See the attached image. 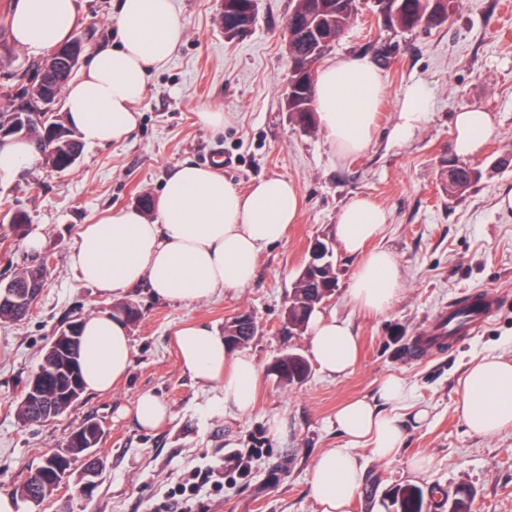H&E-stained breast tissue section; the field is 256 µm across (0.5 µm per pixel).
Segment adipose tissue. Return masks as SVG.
Listing matches in <instances>:
<instances>
[{
	"label": "adipose tissue",
	"instance_id": "1",
	"mask_svg": "<svg viewBox=\"0 0 512 512\" xmlns=\"http://www.w3.org/2000/svg\"><path fill=\"white\" fill-rule=\"evenodd\" d=\"M120 44L97 51L87 68L65 89L68 125L88 145L118 143L138 125L136 109L150 71L170 62L186 36L173 0H122ZM77 26L76 0H19L12 21L16 44L31 53L60 46ZM382 71L368 58L327 65L316 88L317 121L339 158L368 146L384 92ZM429 101L423 86H408L390 138L403 141L421 127ZM453 150L475 156L490 137L489 112L469 108L456 114ZM299 193L283 178L261 179L240 191L217 168L183 165L165 181L152 212L130 206L105 212L81 225L69 255L75 281L97 288L104 298L148 283L166 301L201 302L224 291L247 287L262 249L277 242L299 215ZM386 211L366 197L352 198L339 212L336 235L362 260L349 290L361 309L382 314L401 291L394 255L368 244L384 236ZM81 352L86 390L105 391L126 376L132 361L127 325L103 311L83 320ZM185 374L212 387L214 405L250 413L260 374L254 358L233 351L221 332L203 324L178 329L173 337ZM309 352L320 372L344 375L355 364L357 339L347 320L319 313L309 321ZM465 425L483 435L512 428V362L486 355L470 362L457 381ZM409 396L406 382L387 376L377 399H355L335 415L347 440L316 459L309 493L321 512H347L360 489L364 470L352 450L369 449L379 460L393 459L405 438L397 413Z\"/></svg>",
	"mask_w": 512,
	"mask_h": 512
}]
</instances>
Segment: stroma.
<instances>
[{"mask_svg":"<svg viewBox=\"0 0 512 512\" xmlns=\"http://www.w3.org/2000/svg\"><path fill=\"white\" fill-rule=\"evenodd\" d=\"M221 0H175L187 35L166 68L154 72L138 104L131 138L84 146L76 165L58 173L38 163L0 184V284L36 258H46L45 285L29 318L0 321V494L14 493L31 469L84 420L98 421L104 436L95 456L98 483L84 496L78 476L54 491L35 512H153L164 493L193 470L227 458L252 456L248 477H226L220 494L205 496L204 512H320L308 479L317 456L345 447L334 425L337 408L354 398H374L390 374L404 378L411 404L426 409L417 423L405 418L406 437L394 459L367 449L355 454L364 468L369 498L355 497L348 512H405L414 499L433 512L432 487L467 489L473 512H512V429L492 436L471 432L458 410L457 380L471 359L496 354L512 361V213L499 211L497 195L512 189V0H456L442 24L404 31L384 24L374 0H363L355 24L324 64L374 57L389 43L385 92L377 125L360 154L338 159L325 135L305 131L285 109L289 74L283 31L291 0H257V16L243 36L229 40L219 23ZM17 0H0V85L30 68L38 55L18 47L11 34ZM119 0H77L76 36L90 53L119 43ZM429 97L425 123L408 140L389 130L411 83ZM481 108L494 127L481 152L468 158L482 178L449 194L447 159L453 154L456 112ZM218 109L224 129L204 128L198 114ZM185 163L219 165L225 178L248 189L261 178H285L297 187V223L265 248L252 284L201 303L154 298L147 286L123 294L142 316L130 328L133 361L128 375L103 393H83L66 414L21 425L16 407L41 356L66 322L109 309L96 288L75 283L69 252L81 225L103 211L157 196L164 180ZM361 195L386 209L382 241L398 262L402 291L384 314L351 303L359 259L335 243L337 214ZM26 213L25 238L6 218ZM39 235L31 250L26 238ZM335 244L337 291L320 310L348 319L359 338L356 364L342 376L311 369L299 385L279 383L270 365L287 353L308 355L306 334L288 332L284 312L291 284L314 239ZM474 294L490 296L491 316L474 334L422 348L434 314ZM250 313L257 332L245 345L261 377L254 411L247 415L212 404L208 386L179 364L170 338L178 328L202 323L223 329L239 312ZM150 391L169 405L165 424L142 430L120 410ZM282 430L269 432L271 419ZM430 465L416 472L413 461Z\"/></svg>","mask_w":512,"mask_h":512,"instance_id":"stroma-1","label":"stroma"}]
</instances>
